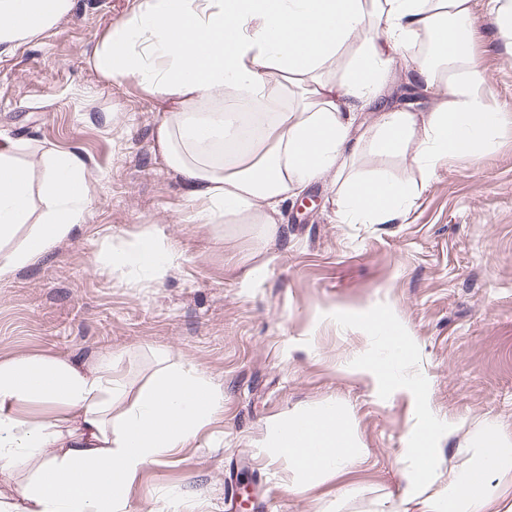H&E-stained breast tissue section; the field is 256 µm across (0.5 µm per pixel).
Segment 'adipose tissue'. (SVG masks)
Instances as JSON below:
<instances>
[{"mask_svg": "<svg viewBox=\"0 0 512 512\" xmlns=\"http://www.w3.org/2000/svg\"><path fill=\"white\" fill-rule=\"evenodd\" d=\"M71 0H0V55L53 29ZM491 15L512 30V0H139L93 47L103 80L121 75L166 101L152 152L200 203V226L246 224L275 239L281 207L310 184L336 188L342 224H390L415 196L379 164L413 154L432 176L448 157L477 158L503 115L484 100L489 75L477 58L474 21ZM429 38L435 56L416 44ZM410 73L435 98L428 112L384 97ZM42 213H35L34 202ZM94 203L75 153L0 151V282L35 263ZM109 267L134 279L175 269L179 256L147 236L110 253ZM120 359L18 355L0 359V476L15 481L17 512H125L131 484L194 439L224 405L197 370L161 368L123 406ZM55 407L30 415V404ZM336 405L274 422L267 446L312 486L354 463L361 450ZM482 460L450 497L423 512H486L489 483L473 474L503 466L495 427L476 437Z\"/></svg>", "mask_w": 512, "mask_h": 512, "instance_id": "ef3b65f1", "label": "adipose tissue"}]
</instances>
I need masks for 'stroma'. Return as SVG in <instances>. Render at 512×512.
Wrapping results in <instances>:
<instances>
[{
    "label": "stroma",
    "instance_id": "35a3bbf8",
    "mask_svg": "<svg viewBox=\"0 0 512 512\" xmlns=\"http://www.w3.org/2000/svg\"><path fill=\"white\" fill-rule=\"evenodd\" d=\"M135 6L74 0L43 38L0 55V149L78 153L95 196L85 224L0 285V358L109 351L133 397L163 356L223 389V408L187 448L139 473L129 512H224L226 493L245 483L273 512H421L410 448L423 423L437 426L424 486L451 494L454 476L477 464L473 438L486 424L512 446V38L478 14L486 100L504 114L479 158L450 159L425 183L415 164L398 166L417 189L394 224L337 223L335 188L313 184L316 208L289 200L265 244L242 224L192 222L184 189L151 151L156 96L92 69L90 47ZM148 235L181 252L176 269L134 283L101 264L106 249ZM389 319L411 364L382 381L371 324ZM327 403L351 410L363 454L305 487L270 459L268 427Z\"/></svg>",
    "mask_w": 512,
    "mask_h": 512
}]
</instances>
